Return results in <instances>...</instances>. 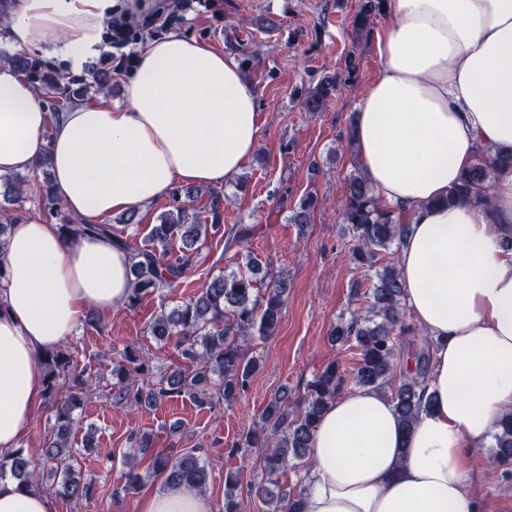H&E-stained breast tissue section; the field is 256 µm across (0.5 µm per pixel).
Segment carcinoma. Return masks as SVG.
<instances>
[{
	"instance_id": "obj_1",
	"label": "carcinoma",
	"mask_w": 512,
	"mask_h": 512,
	"mask_svg": "<svg viewBox=\"0 0 512 512\" xmlns=\"http://www.w3.org/2000/svg\"><path fill=\"white\" fill-rule=\"evenodd\" d=\"M386 0H359L352 17L357 35L369 29L385 12ZM10 64L28 79L46 86L54 95V110L62 112L83 95V89L59 87L58 79L41 73V63L23 55H5ZM340 89L336 74L328 73L306 89L301 105L306 112L324 111L329 99ZM512 165V156L505 159L482 151L462 175L460 182L448 193L444 203L485 202L495 170L502 164ZM47 185L41 215L56 218L62 204L56 198L51 175L44 172ZM26 178L19 174L0 177V250L7 244L10 226L18 220L11 206L24 191ZM221 199L212 197L209 215L199 218L187 206L178 205L175 212L152 226L148 241L139 243L129 237L120 243L131 254L132 290L127 306H136L144 297L164 288H171L191 269L202 240L208 231L220 232L224 227ZM316 199L308 194L291 210L288 222L303 229L313 221ZM340 218L352 231V258L374 270L372 298L366 314H353L336 322L330 331L331 342L350 343L359 352L355 372L343 374L336 362L307 385L302 405L293 410L288 405V392L276 394L265 406L260 432H250L237 444L239 448H266L265 483L255 487L259 498L268 504L286 503L287 512H301L304 489L290 491L283 487L280 474L288 463L309 452L312 434L327 403L347 386L369 387L390 394L396 413L407 426L428 404L424 399L429 350L420 351L417 373L398 378L393 372L397 339L417 330L402 320L401 301L404 286L394 263L374 268L378 252L402 243L408 224L385 208L375 198L365 177L357 172L349 176L341 203ZM67 242L87 235H113L110 224H80L68 218L59 225ZM246 270L211 278L192 299L162 310L149 324L151 336L161 341L177 338L176 347L189 364L178 366L158 380L153 379L149 358L127 352L112 362L110 391L117 406L156 410L175 397H188L200 405H208L218 395L230 403L243 395L259 368V361L246 358L239 339L258 335L266 339L278 329L282 309L288 299L291 282L283 274L272 275L254 260H247ZM45 394L53 401L56 417L52 432L45 436L40 448L39 463L18 448L0 457V478L7 476L28 490L39 488L37 470L48 471L57 478L56 493L68 499H89L90 484L76 479V453L68 444L73 414L83 406L92 392L91 376L75 371L68 350L60 347L43 356ZM493 452L489 466L512 464V412L505 414L498 430L492 434ZM153 471L165 475L170 484H183L199 490L207 482L208 470L202 456L194 448H163L151 456ZM239 474L229 473L224 480V512H239Z\"/></svg>"
}]
</instances>
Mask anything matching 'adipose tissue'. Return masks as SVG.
Segmentation results:
<instances>
[{
    "label": "adipose tissue",
    "mask_w": 512,
    "mask_h": 512,
    "mask_svg": "<svg viewBox=\"0 0 512 512\" xmlns=\"http://www.w3.org/2000/svg\"><path fill=\"white\" fill-rule=\"evenodd\" d=\"M116 0H8L0 35L81 70L104 51ZM379 71L355 115L361 170L409 231L396 261L404 304L436 340L430 403L404 430L370 388L333 399L314 431L302 512H482L471 456L512 410V166L488 203L446 205L479 148L512 152V0H388ZM125 104L77 105L50 121L33 86L0 67V176L49 154L54 192L85 224L145 207L174 185H222L259 142L258 92L236 57L180 35L148 42ZM52 138H45V128ZM112 237L64 241L58 225L13 224L0 252V455L44 393L42 357L88 310L112 315L131 291ZM169 484L139 512H211ZM0 512H55L46 493L0 480Z\"/></svg>",
    "instance_id": "ef3b65f1"
}]
</instances>
